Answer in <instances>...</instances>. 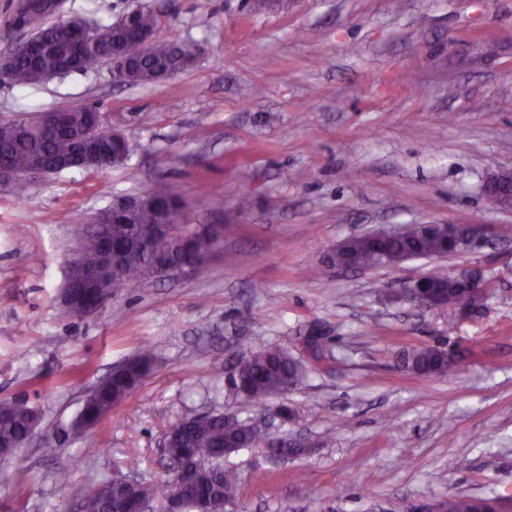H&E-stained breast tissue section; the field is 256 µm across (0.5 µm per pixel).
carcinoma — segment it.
<instances>
[{"instance_id":"1","label":"carcinoma","mask_w":512,"mask_h":512,"mask_svg":"<svg viewBox=\"0 0 512 512\" xmlns=\"http://www.w3.org/2000/svg\"><path fill=\"white\" fill-rule=\"evenodd\" d=\"M138 31L156 32V17L140 11L127 28L117 22H89L70 18L59 26L47 28L41 46L33 51L17 54L3 61L8 67L10 84L27 86L39 83L59 73L86 72L98 66L114 52L127 48ZM196 46L191 42L160 41L157 51L141 58L126 73L121 82L130 86L152 84L166 79L193 65ZM68 128L49 133L35 126L16 128L0 123V158L3 157L20 171L33 167L91 168L103 158L109 165L125 161L129 143L112 141L103 136L91 141L79 136V131L98 114L93 106L64 110ZM182 207L181 199L166 185L145 192L143 204L126 216L107 218L112 225L113 245L125 249L118 277L112 289L120 291L141 282L146 266L161 259L181 260L185 257H208L219 242L204 225L196 228L185 239L183 246L174 249L172 242L155 233L163 216ZM348 250L360 268L377 267L384 253L390 266H398L405 259L416 256L430 257L452 251V247L438 237H423L410 230L408 233L384 241L365 235L350 239ZM414 296L420 299L434 296L440 308L453 313L479 308L485 296L472 286L444 276L439 272L417 285ZM153 353L144 348L129 358L127 375L122 379H108L92 389L85 397L78 417L95 426L137 387L142 376L152 367ZM407 367L422 376H446L451 370L445 351L435 346H420L406 358ZM300 365L288 350L268 347L241 353L224 373L241 380L246 397L255 405L264 403L278 391L297 384L303 376ZM28 406L20 401L0 403V443L21 442L28 429ZM268 434L234 414L216 413L197 420H182L170 441L168 457L171 470H176L183 459L190 457L203 464V471L192 488V494L211 503V512H224V503L237 498V476L221 467L224 454L235 449L249 448L267 440ZM80 498L82 512H124L135 498V491L123 485H109L106 492L96 490L74 491ZM443 512H495L493 500L481 497L450 495L440 501Z\"/></svg>"}]
</instances>
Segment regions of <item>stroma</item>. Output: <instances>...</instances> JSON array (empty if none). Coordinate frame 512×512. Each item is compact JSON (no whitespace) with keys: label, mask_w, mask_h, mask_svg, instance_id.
<instances>
[{"label":"stroma","mask_w":512,"mask_h":512,"mask_svg":"<svg viewBox=\"0 0 512 512\" xmlns=\"http://www.w3.org/2000/svg\"><path fill=\"white\" fill-rule=\"evenodd\" d=\"M134 8L157 16L161 39L196 43L194 64L138 86L115 82L106 63L0 83V120L93 105L131 146L123 165L39 176L22 194L0 182V401L39 415L0 466V512H80L56 479L65 467L88 491L116 476L164 483L173 425L255 417L225 363L293 349L314 327L324 359L265 411L271 432L316 447L226 457L239 512L511 500L512 212L492 208L482 186L512 171V0H65L63 14L110 21ZM159 181L181 196L187 223L223 225L217 250L191 274L67 313L66 262L97 213ZM408 224H476L484 240L393 268L328 262L351 237ZM472 270L488 298L469 317L394 298L408 281ZM424 345L455 351L448 377L404 367ZM146 347L152 372L75 431L85 394Z\"/></svg>","instance_id":"obj_1"}]
</instances>
